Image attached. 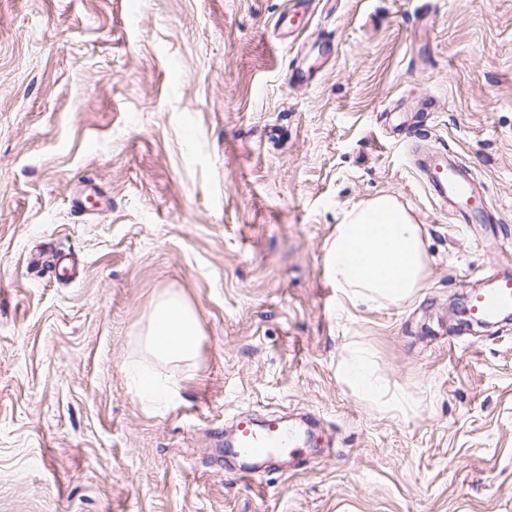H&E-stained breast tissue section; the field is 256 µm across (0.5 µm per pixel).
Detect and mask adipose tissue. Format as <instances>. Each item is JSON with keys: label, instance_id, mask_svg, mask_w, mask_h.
Masks as SVG:
<instances>
[{"label": "adipose tissue", "instance_id": "obj_1", "mask_svg": "<svg viewBox=\"0 0 512 512\" xmlns=\"http://www.w3.org/2000/svg\"><path fill=\"white\" fill-rule=\"evenodd\" d=\"M427 257L421 228L390 195L347 212L327 248L326 271L336 289L354 306L396 303L421 288ZM199 346L195 312L179 297L159 299L152 310L145 349L156 361L192 360ZM139 398L149 406L168 403L179 384L145 367L126 369ZM342 375L351 388L375 406L391 408L393 397L371 370L364 354L352 355L342 364Z\"/></svg>", "mask_w": 512, "mask_h": 512}]
</instances>
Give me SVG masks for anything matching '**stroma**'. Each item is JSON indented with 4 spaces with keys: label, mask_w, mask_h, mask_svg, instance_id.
I'll return each instance as SVG.
<instances>
[{
    "label": "stroma",
    "mask_w": 512,
    "mask_h": 512,
    "mask_svg": "<svg viewBox=\"0 0 512 512\" xmlns=\"http://www.w3.org/2000/svg\"><path fill=\"white\" fill-rule=\"evenodd\" d=\"M311 2L278 40L290 0H0V512H512V320L450 309L512 273V0ZM404 122L472 169L491 222L431 199ZM384 194L426 280L354 307L326 248ZM167 292L198 317L188 365L144 350ZM356 349L394 408L343 380ZM136 362L179 380L162 409ZM242 412L323 441L243 481L219 450Z\"/></svg>",
    "instance_id": "obj_1"
}]
</instances>
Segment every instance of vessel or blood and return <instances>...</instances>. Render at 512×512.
Wrapping results in <instances>:
<instances>
[{
    "label": "vessel or blood",
    "instance_id": "b4317fda",
    "mask_svg": "<svg viewBox=\"0 0 512 512\" xmlns=\"http://www.w3.org/2000/svg\"><path fill=\"white\" fill-rule=\"evenodd\" d=\"M417 166L440 207L467 223L486 219L489 201L476 187L470 169L445 148L426 149ZM511 312L512 274L503 273L492 277L486 287L470 291L463 320L492 322ZM235 428L236 438L226 452L244 460L238 475L253 482L263 477L266 465L288 461L311 440L309 432L288 426L275 414L260 424L249 414H239Z\"/></svg>",
    "mask_w": 512,
    "mask_h": 512
}]
</instances>
